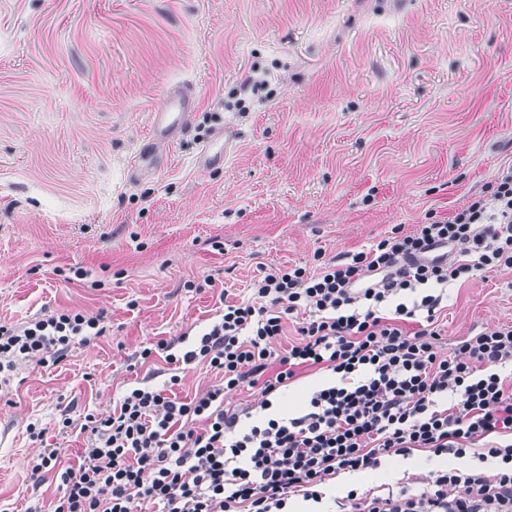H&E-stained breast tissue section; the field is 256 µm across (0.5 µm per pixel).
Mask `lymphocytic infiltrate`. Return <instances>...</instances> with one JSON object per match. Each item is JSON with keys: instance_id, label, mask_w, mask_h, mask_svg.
Masks as SVG:
<instances>
[{"instance_id": "obj_1", "label": "lymphocytic infiltrate", "mask_w": 512, "mask_h": 512, "mask_svg": "<svg viewBox=\"0 0 512 512\" xmlns=\"http://www.w3.org/2000/svg\"><path fill=\"white\" fill-rule=\"evenodd\" d=\"M443 247L455 257L432 258ZM500 268L512 269L511 169L449 216L394 225L316 271L261 269L247 297L220 292L223 313L194 342L162 338L142 352L206 364L218 384L185 401L171 391L174 376L166 388L129 389L108 416L85 414L75 466L36 433L32 476L54 469L61 481L47 512H286L297 496L321 502L338 473L416 450L470 466L437 471L419 491L350 489V512H512V326L445 352L437 319L449 285ZM292 317L295 339L274 350ZM102 333L99 318L74 310L1 324L0 375L59 361L75 339ZM309 368L336 380L296 411L276 412L277 392ZM245 387L259 388L260 401L225 406L226 392Z\"/></svg>"}]
</instances>
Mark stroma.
Segmentation results:
<instances>
[{"label": "stroma", "instance_id": "stroma-1", "mask_svg": "<svg viewBox=\"0 0 512 512\" xmlns=\"http://www.w3.org/2000/svg\"><path fill=\"white\" fill-rule=\"evenodd\" d=\"M177 88L189 130L134 171ZM206 144L224 160L203 170ZM511 167L512 0H0V324L71 309L106 328L0 383V512L59 493L56 471L30 476L31 428L72 463L83 437L62 414L174 374L185 400L215 384L140 353L204 329L219 287L368 249ZM439 320L448 346L512 325V269L449 286ZM456 464L416 451L329 486L384 495Z\"/></svg>", "mask_w": 512, "mask_h": 512}]
</instances>
